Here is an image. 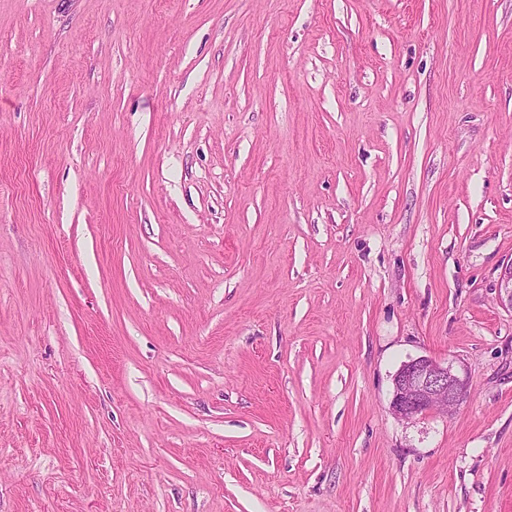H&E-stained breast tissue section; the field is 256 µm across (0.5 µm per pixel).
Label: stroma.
Instances as JSON below:
<instances>
[{
	"label": "stroma",
	"mask_w": 512,
	"mask_h": 512,
	"mask_svg": "<svg viewBox=\"0 0 512 512\" xmlns=\"http://www.w3.org/2000/svg\"><path fill=\"white\" fill-rule=\"evenodd\" d=\"M511 264L512 0H0V512H512ZM467 390L466 379L452 364L419 356L405 361L394 374L390 407L405 420L437 410L450 413L463 403Z\"/></svg>",
	"instance_id": "1"
}]
</instances>
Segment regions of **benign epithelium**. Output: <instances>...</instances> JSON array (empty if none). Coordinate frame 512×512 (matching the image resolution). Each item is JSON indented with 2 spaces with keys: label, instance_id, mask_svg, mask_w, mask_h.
<instances>
[{
  "label": "benign epithelium",
  "instance_id": "obj_1",
  "mask_svg": "<svg viewBox=\"0 0 512 512\" xmlns=\"http://www.w3.org/2000/svg\"><path fill=\"white\" fill-rule=\"evenodd\" d=\"M500 299L512 308V266L500 282ZM468 383L451 364L419 356L401 364L393 377L390 407L405 420L437 410L454 411L467 396Z\"/></svg>",
  "mask_w": 512,
  "mask_h": 512
}]
</instances>
